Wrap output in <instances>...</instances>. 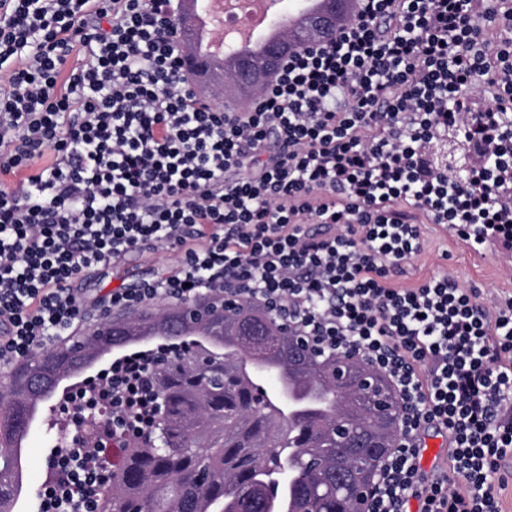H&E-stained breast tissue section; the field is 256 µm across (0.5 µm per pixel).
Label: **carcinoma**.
<instances>
[{
  "mask_svg": "<svg viewBox=\"0 0 512 512\" xmlns=\"http://www.w3.org/2000/svg\"><path fill=\"white\" fill-rule=\"evenodd\" d=\"M189 314L180 305L155 313L128 316L137 328L152 324L162 347L152 350L155 372L147 391L160 406L144 431L128 440L121 470L112 473L91 500L94 512H353L349 499L336 491V472L354 471L352 455L336 456V415L343 412L350 426L374 414L347 410L357 391L336 389L317 371L320 359L303 352L311 371L296 373L326 388L328 398L318 407L290 418L279 391L268 389L272 372L241 368L249 345L259 348L275 336L288 340V330L266 312L243 304L228 311L216 302L196 313V323L171 336L167 323ZM128 347L144 337L112 335V321L95 333L52 349L48 361L37 355L0 382V418H11L18 430L27 424L25 411L35 376L44 390L54 389L72 374L71 354H90L107 346L100 334ZM23 469L22 448L9 430H0V512L9 506L11 482Z\"/></svg>",
  "mask_w": 512,
  "mask_h": 512,
  "instance_id": "1",
  "label": "carcinoma"
}]
</instances>
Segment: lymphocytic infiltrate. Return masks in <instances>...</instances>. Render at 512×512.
Wrapping results in <instances>:
<instances>
[{"label": "lymphocytic infiltrate", "instance_id": "f902f5d3", "mask_svg": "<svg viewBox=\"0 0 512 512\" xmlns=\"http://www.w3.org/2000/svg\"><path fill=\"white\" fill-rule=\"evenodd\" d=\"M241 109L197 96L173 0H0V368L98 316L71 286L145 245L171 269L116 288L129 313L209 304L233 283L330 355L359 350L406 407L369 512H501L512 456V298L445 273L398 288L422 224L512 246V0H356ZM82 59L70 64L73 50ZM482 77L489 105L472 90ZM455 137L463 171L437 151ZM71 393L68 425L112 408L117 436L157 408L142 352ZM448 442L433 473L427 433ZM107 443L54 448L44 512L87 502Z\"/></svg>", "mask_w": 512, "mask_h": 512}]
</instances>
